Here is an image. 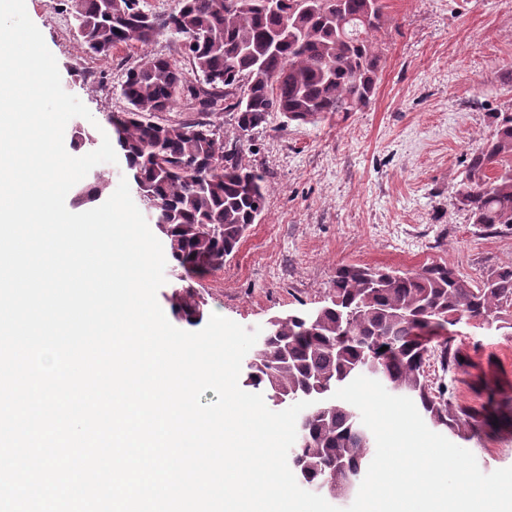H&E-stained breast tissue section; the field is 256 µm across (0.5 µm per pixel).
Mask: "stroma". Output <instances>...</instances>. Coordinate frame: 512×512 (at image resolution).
<instances>
[{
  "label": "stroma",
  "mask_w": 512,
  "mask_h": 512,
  "mask_svg": "<svg viewBox=\"0 0 512 512\" xmlns=\"http://www.w3.org/2000/svg\"><path fill=\"white\" fill-rule=\"evenodd\" d=\"M383 69L372 104L298 124L273 116L243 161L270 185L266 208L220 270L192 278L206 313L247 329L322 307L337 265L415 269L445 261L477 278L512 263V230L471 223L453 197L465 160L512 112V0H385ZM28 15L57 61L63 89L98 124L123 111L124 72L144 55L187 66L175 39L109 57L84 53L76 23L52 0ZM466 371L446 375L458 403L480 411L482 383L512 393V337L458 325ZM482 472L512 466V429L465 441Z\"/></svg>",
  "instance_id": "obj_1"
}]
</instances>
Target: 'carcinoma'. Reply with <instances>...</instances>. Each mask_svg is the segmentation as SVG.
<instances>
[{"instance_id":"carcinoma-1","label":"carcinoma","mask_w":512,"mask_h":512,"mask_svg":"<svg viewBox=\"0 0 512 512\" xmlns=\"http://www.w3.org/2000/svg\"><path fill=\"white\" fill-rule=\"evenodd\" d=\"M385 9L384 0H279L275 8L269 0H176L160 15L141 0H82L74 20L87 55L144 48L167 35L181 43L197 80L191 84L168 58L148 55L125 72L124 111L107 115L141 203L164 217L163 239L183 278L223 267L264 211L265 178L242 163L251 133L276 112L307 124L372 103ZM182 102L201 114L232 113L237 136L225 138L209 121L162 118ZM493 117L491 135L466 159L455 200L472 223L512 229V112ZM104 189L98 181L75 202H94ZM168 302L177 319L201 323L192 286ZM459 324L512 336V264L488 268L477 280L445 261L408 271L340 265L326 305L271 326L243 385L263 388L272 402H312L296 423L300 443L288 465L304 483L345 499L374 438L355 406L332 395L360 375L411 398L432 428L454 438L468 440L486 425L512 428V397L496 385L483 384L487 406L472 413L445 383L430 379L426 367L437 351L443 370L464 366L449 340L431 345Z\"/></svg>"}]
</instances>
